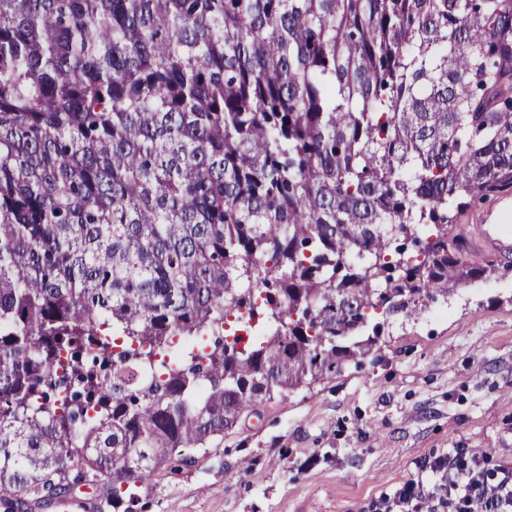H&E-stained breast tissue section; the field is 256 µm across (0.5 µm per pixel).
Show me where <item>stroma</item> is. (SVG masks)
<instances>
[{"label": "stroma", "instance_id": "1", "mask_svg": "<svg viewBox=\"0 0 512 512\" xmlns=\"http://www.w3.org/2000/svg\"><path fill=\"white\" fill-rule=\"evenodd\" d=\"M452 448L512 464V271L394 325L361 367L177 451L140 512H364Z\"/></svg>", "mask_w": 512, "mask_h": 512}]
</instances>
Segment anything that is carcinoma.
<instances>
[{"instance_id": "obj_1", "label": "carcinoma", "mask_w": 512, "mask_h": 512, "mask_svg": "<svg viewBox=\"0 0 512 512\" xmlns=\"http://www.w3.org/2000/svg\"><path fill=\"white\" fill-rule=\"evenodd\" d=\"M506 191L512 0H0V505L136 512L496 272L452 231ZM74 487L67 494L59 498L48 497L44 492L31 493L26 497L28 504L24 512H70L62 504L74 494L82 495L79 490L80 484ZM73 488L74 490L72 491Z\"/></svg>"}]
</instances>
